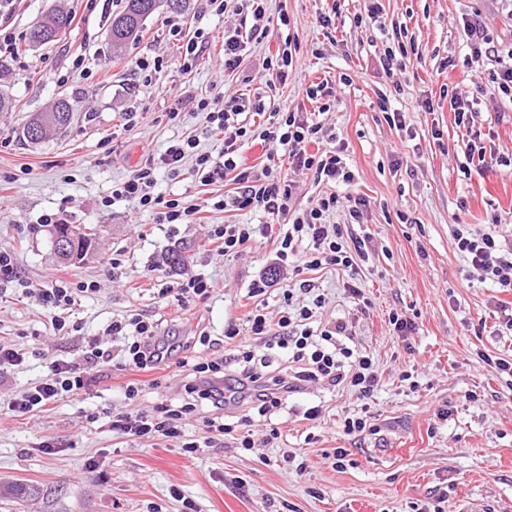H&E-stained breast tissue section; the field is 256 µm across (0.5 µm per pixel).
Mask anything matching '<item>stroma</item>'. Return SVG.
<instances>
[{"label":"stroma","instance_id":"1","mask_svg":"<svg viewBox=\"0 0 512 512\" xmlns=\"http://www.w3.org/2000/svg\"><path fill=\"white\" fill-rule=\"evenodd\" d=\"M375 1L383 18L406 25L421 53L420 63L391 78L380 65L388 37L369 16ZM268 6L271 18L287 14V30L300 46L286 84L273 91L256 75L282 44L274 35L250 42L233 75L224 73L217 42L191 69L181 68L188 38L252 24L231 8L215 14L205 0H189L178 13L160 8L118 57L108 25L121 0H17L0 17L19 46L18 59L7 63L15 110L0 118V245L16 251L23 279L0 293V343L19 341L30 352L0 379V404L42 379L47 358L80 361L90 338L119 351L121 340L105 330L131 313L158 320L160 335L175 343L202 329L220 340L225 323H245L252 308L248 286L272 274L276 246L259 236L242 256L219 255L212 225L268 221L257 210L214 209V202L232 195L233 182L202 184L190 157L178 174L157 171L156 193L199 206L198 224L159 225L153 212L128 200L101 204L113 185L159 157L172 140L193 138L198 152L219 156L223 134L195 109L198 99L218 94L242 98L261 125L272 112L316 113L326 135L343 139L353 182L331 188L298 175L294 205L310 207L331 189L369 202L354 227L369 254L359 275L369 308L356 311L344 288L347 272L330 267L309 277L326 297L322 322L346 321L352 344L373 354L378 389L366 404L325 385L285 394L273 414L252 417L258 448L245 451L227 438L191 455L178 442L131 440L111 427L113 416L126 411L150 414L159 404H180L189 371L173 365L144 376L131 401L124 394L129 372L107 366L82 397L25 418H0V485L18 480L39 490L34 499H0V512H182L187 499L198 512H433L439 505L445 512H512V377L483 360L487 354L512 358V337L499 335L495 317L512 294L475 276L452 236L453 225L483 230L495 216L512 225V169L469 166L468 133L440 98L446 86L474 98L482 141L512 157V99L471 82L472 73L496 70L499 62L472 58L462 29L464 19L479 17L498 35L500 52L511 50L512 0H269ZM54 7L69 12L70 26L53 44L27 47L30 26ZM322 13L334 16L331 34L316 24ZM175 22L182 36L171 35ZM155 56L164 57L163 68L141 71L140 62ZM78 57L83 79L69 76ZM450 58L456 67L444 68ZM23 65L25 80L18 76ZM324 80L335 98L322 113L304 90ZM383 94L390 111L403 113L405 129L380 111ZM62 97L76 107L72 123L43 142L24 140L27 116ZM427 98L438 100L435 111H421ZM259 103L265 106L260 115ZM45 213L96 228L87 259L58 263L51 227L40 221ZM182 242L192 244V259L169 270L164 255ZM116 251L125 254L117 280L108 263ZM199 274L216 285L208 299L181 306L159 296L164 282ZM57 275L99 287L69 310L80 327L72 336L50 335L47 310L22 289L26 283L45 287ZM395 312L414 321L410 335L394 332L389 317ZM316 404L323 408L318 422L302 420ZM439 409L447 410V419L436 418ZM364 410L376 433L345 434V419ZM91 413L96 422L88 421ZM273 428L280 440L262 445ZM43 442L53 443L55 453H43ZM337 448L348 451L340 467L332 458ZM286 450L304 459L301 473L286 470Z\"/></svg>","mask_w":512,"mask_h":512}]
</instances>
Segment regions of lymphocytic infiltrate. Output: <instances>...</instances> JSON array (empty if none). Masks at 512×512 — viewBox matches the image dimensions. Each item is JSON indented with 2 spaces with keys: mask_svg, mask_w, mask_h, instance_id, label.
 Here are the masks:
<instances>
[{
  "mask_svg": "<svg viewBox=\"0 0 512 512\" xmlns=\"http://www.w3.org/2000/svg\"><path fill=\"white\" fill-rule=\"evenodd\" d=\"M239 11L250 15L253 24L248 33L228 30L222 34L224 68L236 70L248 42L272 35L271 20L267 14L268 0H237ZM449 104L457 126L469 129L470 154L489 166H512V159L488 153L474 131L473 103L458 91H451ZM197 111L206 115L207 122L224 136L223 162H215L208 153H196L193 139L172 141L158 160L146 161L124 182L113 186L111 198L103 199L110 206L112 199L134 200L146 210L156 213L160 224H194L198 211L182 206L179 200L164 199L155 194V172L164 168L178 173L185 158L194 157V171L202 183L232 178L236 191L230 204L239 210L257 209L270 218L269 224L255 228L251 224H221L211 237L219 241L225 256L245 251L255 233L274 239L277 250L274 262L275 277H259L252 281L248 294L256 304L249 312L245 327L230 322L224 326V349L234 359L237 369L233 378L238 393L246 394L248 402L258 415L270 414L282 404L283 394L300 390L312 384H325L347 388L360 400L373 397L378 385L376 361L370 353L348 347L343 342L348 334L346 323L318 324L317 318L325 305V298L314 283L307 279L308 271L325 267H340L351 276L346 289L359 304L368 299L358 285L359 264L367 258L364 239L350 236L351 225L361 223L369 202L359 195L345 196L329 193L320 196L311 207L294 208L295 173H309L317 182L349 183L354 175L344 160V144L323 146V127L308 113L289 111L262 126L244 120V110L236 99L215 97L200 99ZM261 141L287 151L289 171L275 164L263 166L253 173L242 163L241 147L247 141ZM344 212L349 220L344 224L331 223L330 217ZM507 226L493 223L486 230H476L467 224L454 225L453 239L465 261L482 280L494 283L502 291L512 292V239L507 238ZM279 288L283 309L278 317H270L262 299L270 288ZM93 283L76 286L52 278L47 287L37 289L35 300L51 309V328L57 333L70 332L71 326L58 316L61 308H69L77 296L96 293ZM157 323L140 313L113 321L109 327L113 336L124 341L119 357L99 348L96 340H88L82 362L64 359L50 360L48 373L32 383L25 391L10 399L1 411L13 417H23L63 398L87 393L91 377L90 368L116 365L120 370L152 371L164 368L169 358H177L179 366L190 367L194 381L187 385L188 400L177 406L159 404L155 415L126 413L112 419V429L132 438H150L160 435L182 443L184 452L201 453L196 442L183 439L186 422L194 417L200 406L211 409L205 427L212 439L234 437L238 448H253L250 434L238 433L235 426L226 423L224 410L227 397L216 387L217 379L224 376V361L208 357L214 345L207 332H199L195 346L169 344L159 339ZM280 348L288 353V374L267 376L261 366L264 358L255 346Z\"/></svg>",
  "mask_w": 512,
  "mask_h": 512,
  "instance_id": "f902f5d3",
  "label": "lymphocytic infiltrate"
}]
</instances>
